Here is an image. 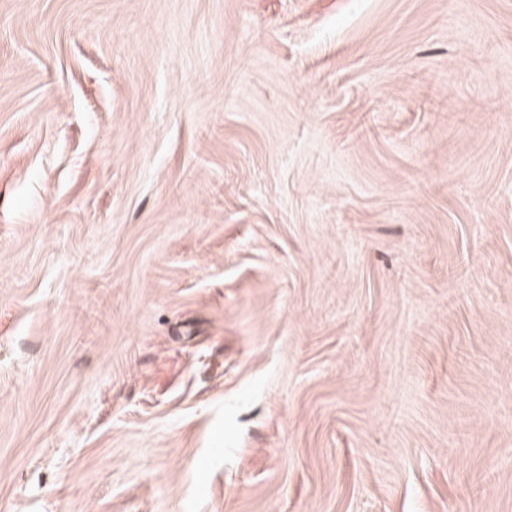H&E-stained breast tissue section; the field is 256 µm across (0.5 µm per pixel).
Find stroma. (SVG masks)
I'll return each mask as SVG.
<instances>
[{"instance_id": "stroma-1", "label": "stroma", "mask_w": 512, "mask_h": 512, "mask_svg": "<svg viewBox=\"0 0 512 512\" xmlns=\"http://www.w3.org/2000/svg\"><path fill=\"white\" fill-rule=\"evenodd\" d=\"M0 512H512V0H0Z\"/></svg>"}]
</instances>
